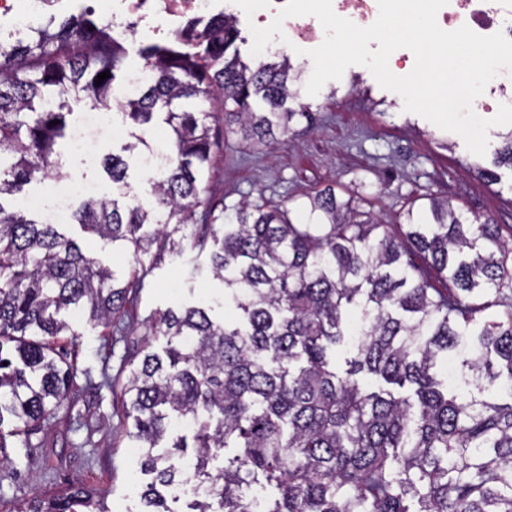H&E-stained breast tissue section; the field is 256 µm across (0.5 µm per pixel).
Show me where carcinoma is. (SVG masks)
Listing matches in <instances>:
<instances>
[{"instance_id": "1", "label": "carcinoma", "mask_w": 512, "mask_h": 512, "mask_svg": "<svg viewBox=\"0 0 512 512\" xmlns=\"http://www.w3.org/2000/svg\"><path fill=\"white\" fill-rule=\"evenodd\" d=\"M52 23L0 39V198L24 199L59 171L74 109L108 105L125 66L124 43L91 12ZM240 40L225 17L184 32L178 47L141 51L152 78L119 108L137 126L168 129L159 146L137 135L123 147L153 164L155 206L104 192L72 213L135 264L111 270L60 225L0 201V455L45 447L32 436L75 394L76 359L52 345L70 330L67 314L118 326L148 274L139 256L207 249L235 319L216 322L200 306L155 314L152 335L166 345L146 350L123 386V432L151 476L142 512H175L170 489L183 483L203 489L190 512H252L243 487L256 481L276 490L265 512H512V247L491 220L429 194L394 234L364 181L291 207L213 203L214 96L224 132L248 146L308 117L286 108L297 94L288 60L253 70ZM494 166L512 169V129ZM104 170L129 186L122 156ZM450 354L468 384L506 377L507 401L461 398L437 378ZM362 374L382 385L366 387ZM189 448L185 471L175 457ZM19 512L109 510L104 494L76 487Z\"/></svg>"}]
</instances>
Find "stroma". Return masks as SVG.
I'll return each mask as SVG.
<instances>
[{
    "mask_svg": "<svg viewBox=\"0 0 512 512\" xmlns=\"http://www.w3.org/2000/svg\"><path fill=\"white\" fill-rule=\"evenodd\" d=\"M289 60L299 77V105L309 118L295 117L287 136L249 147L229 135L214 149L207 191L216 201L285 202L328 185L353 186L365 180L380 193L382 217L390 218L422 194L449 199L466 215L492 218L503 239L512 238V170L500 168L491 183L477 174L490 157L469 153L463 139L403 109L401 97L381 88L364 67H349L341 80L324 85L317 96L304 94L311 65L302 56ZM135 125L115 118L111 129L91 131L85 149L63 148V179L108 187L102 167H87L85 150L104 156L131 142ZM152 268L136 303L130 304L121 331L70 318L72 335L58 347L75 352L78 391L67 418L47 424L46 445L31 455L10 451L0 462V512L45 492L81 486L105 492L109 512H141L140 455L122 433V385L145 347L161 349L164 337L150 333L153 313L190 305L210 307L225 318L224 285L215 278L209 255L188 251L182 257L142 258ZM108 371L111 385L86 384V376Z\"/></svg>",
    "mask_w": 512,
    "mask_h": 512,
    "instance_id": "stroma-1",
    "label": "stroma"
}]
</instances>
